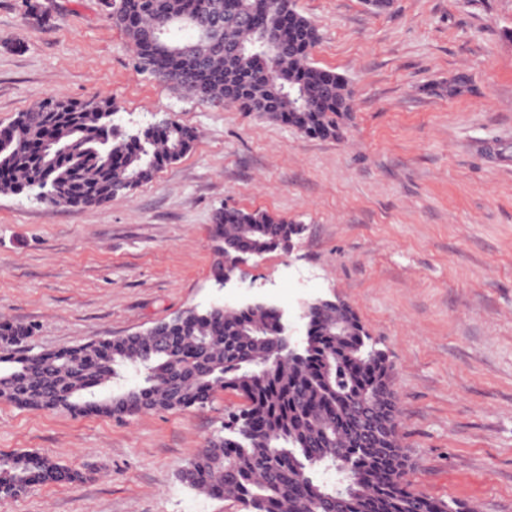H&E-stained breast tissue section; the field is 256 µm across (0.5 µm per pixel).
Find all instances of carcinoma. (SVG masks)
Returning a JSON list of instances; mask_svg holds the SVG:
<instances>
[{
    "instance_id": "1",
    "label": "carcinoma",
    "mask_w": 512,
    "mask_h": 512,
    "mask_svg": "<svg viewBox=\"0 0 512 512\" xmlns=\"http://www.w3.org/2000/svg\"><path fill=\"white\" fill-rule=\"evenodd\" d=\"M136 49L138 69L202 101L233 105L306 136L338 137L353 111L348 79L315 66L319 35L295 0H104ZM109 101L94 111L48 99L0 129V193H32L83 208L130 194L182 159L194 131L165 119L115 132ZM212 237L236 269L231 247L259 256L295 236L288 219L224 208ZM302 359H288L281 310L188 308L164 338L136 333L69 348L23 349L32 332L0 324V402L75 416H127L202 408L225 392L239 398L235 426L213 436L179 472L189 488L232 498L245 512H457L415 490L399 437L392 366L367 343L350 306H308ZM137 383L129 387V377ZM380 407L389 427L359 448L360 405ZM82 473L35 451L0 452V489L70 484Z\"/></svg>"
}]
</instances>
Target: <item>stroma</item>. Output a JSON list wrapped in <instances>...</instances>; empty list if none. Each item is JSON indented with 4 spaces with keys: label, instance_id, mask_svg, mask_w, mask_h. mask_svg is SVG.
Wrapping results in <instances>:
<instances>
[{
    "label": "stroma",
    "instance_id": "obj_1",
    "mask_svg": "<svg viewBox=\"0 0 512 512\" xmlns=\"http://www.w3.org/2000/svg\"><path fill=\"white\" fill-rule=\"evenodd\" d=\"M0 0V128L48 98L112 102L124 129L174 118L192 150L130 195L69 209L0 193V322L34 350L147 330L191 307L339 299L393 367L409 479L462 512H512V0H297L313 59L345 75L337 138L212 105L140 72L101 0ZM466 90L448 96L451 78ZM303 225L219 285L216 210ZM232 405L124 419L0 403V452L83 473L0 512H244L178 477Z\"/></svg>",
    "mask_w": 512,
    "mask_h": 512
}]
</instances>
